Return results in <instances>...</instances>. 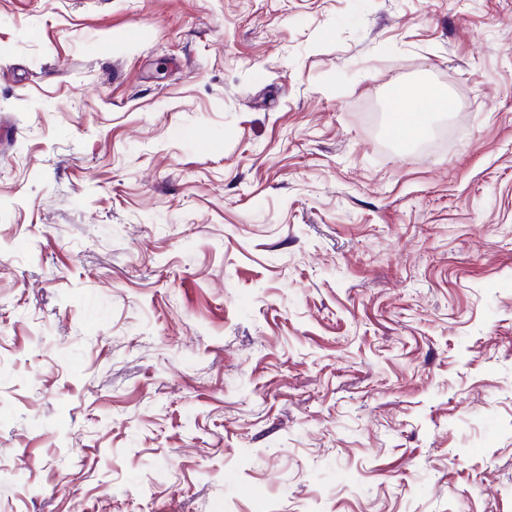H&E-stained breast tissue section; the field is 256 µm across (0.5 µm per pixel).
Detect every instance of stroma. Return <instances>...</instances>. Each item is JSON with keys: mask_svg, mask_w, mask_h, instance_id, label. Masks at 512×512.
Segmentation results:
<instances>
[{"mask_svg": "<svg viewBox=\"0 0 512 512\" xmlns=\"http://www.w3.org/2000/svg\"><path fill=\"white\" fill-rule=\"evenodd\" d=\"M1 121L0 512H512V0H0ZM418 101L429 103L431 112H447L450 107L448 97L429 84H409L401 87L394 96V112L397 119L392 126V135H398V128L411 106Z\"/></svg>", "mask_w": 512, "mask_h": 512, "instance_id": "obj_1", "label": "stroma"}]
</instances>
